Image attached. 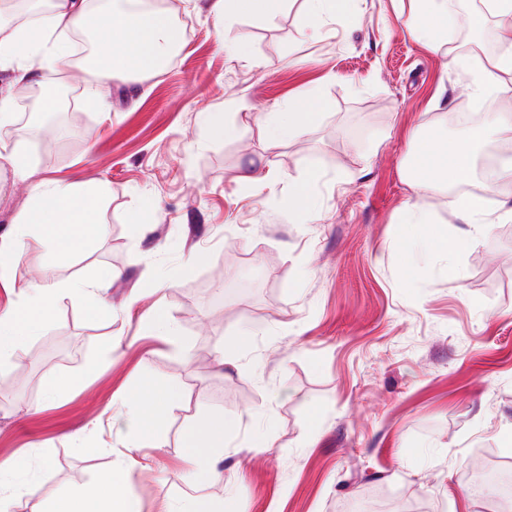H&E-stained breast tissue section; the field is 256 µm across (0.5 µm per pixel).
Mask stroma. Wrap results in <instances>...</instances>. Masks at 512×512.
<instances>
[{"instance_id": "obj_1", "label": "stroma", "mask_w": 512, "mask_h": 512, "mask_svg": "<svg viewBox=\"0 0 512 512\" xmlns=\"http://www.w3.org/2000/svg\"><path fill=\"white\" fill-rule=\"evenodd\" d=\"M163 2L191 29L164 70L113 82L108 114L81 108L72 140L47 131L28 153L44 179L107 181L104 231L69 256L28 241L0 309L46 268L70 280L113 272L114 312L93 317L63 298L0 366V457H23L39 486L14 512H45L127 456L139 512L186 495L217 512H353L368 498L396 512L412 500L480 512L468 472L481 468L495 496L512 461V223L498 221L491 190L489 229L458 253L409 241L405 222L416 201L448 239L469 231L448 207L452 188L418 198L409 187L415 136L465 134L449 118L469 101L480 122L512 116V78L473 90L465 63L483 42L465 0H445L463 24L457 45L436 50L408 36L411 0H350L356 23L317 39L303 0L269 22L237 20L222 39L208 0ZM239 37L248 59L232 48ZM311 95L313 124L269 139L258 116ZM204 112L236 135L207 134ZM247 168L277 180L239 185ZM305 177L314 209L289 207ZM29 191L0 169V234ZM158 312L179 344L149 331ZM62 373L81 381L50 398ZM143 387L175 398L142 421L146 445L133 450L110 405ZM213 412L228 424L224 478L200 486L184 433Z\"/></svg>"}]
</instances>
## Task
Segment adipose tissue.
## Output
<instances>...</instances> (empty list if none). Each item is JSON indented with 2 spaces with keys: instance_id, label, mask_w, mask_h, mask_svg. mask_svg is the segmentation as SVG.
<instances>
[{
  "instance_id": "ef3b65f1",
  "label": "adipose tissue",
  "mask_w": 512,
  "mask_h": 512,
  "mask_svg": "<svg viewBox=\"0 0 512 512\" xmlns=\"http://www.w3.org/2000/svg\"><path fill=\"white\" fill-rule=\"evenodd\" d=\"M285 0H210V11L225 25L239 18L270 20L283 8ZM450 18L442 14L436 0H413L410 35L431 47L445 39ZM89 33L93 49L83 70L90 76V102L106 109L102 94L113 81L155 73L165 67L178 48L177 30L168 14L146 7L143 0H103L92 8L90 0H47L45 7L17 19L0 0V72L10 71L18 83L28 81L47 68L66 67L71 62L75 33ZM16 90L0 88V167L7 166L30 183L27 204L15 222L27 231L46 230L66 224L74 233L58 242L62 251L82 248L102 228L96 212L107 194L104 183L80 187L61 185L38 178L23 144L11 138ZM315 113L306 100L278 105L259 117L265 134L285 142L307 128ZM512 140V118L495 115L459 138L422 137L416 142L410 162V187L417 192L439 185L465 181L472 159L487 137ZM25 310L33 317L21 321L14 311L0 313V363L19 350L25 337L35 335L44 317L55 303L66 296L79 295L99 314L112 313V303L95 281L63 280L50 270L37 271L28 280ZM187 447L185 468L197 484H205L222 475L224 423L210 415L190 426L184 433ZM22 465L17 458H0V512H12L16 498L35 493L34 482L20 479ZM132 464H119L99 482L73 488L51 503L47 512H138L136 501L125 488L132 480Z\"/></svg>"
}]
</instances>
